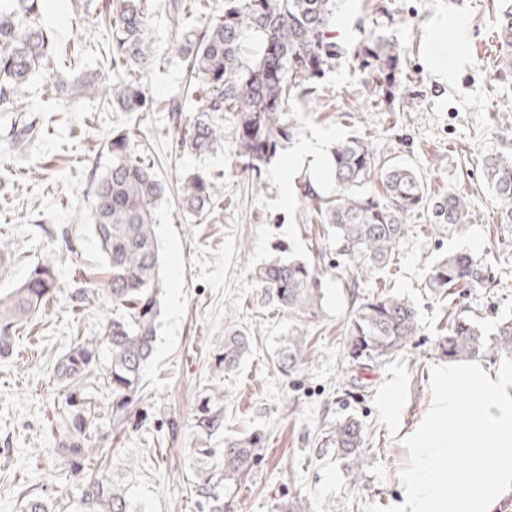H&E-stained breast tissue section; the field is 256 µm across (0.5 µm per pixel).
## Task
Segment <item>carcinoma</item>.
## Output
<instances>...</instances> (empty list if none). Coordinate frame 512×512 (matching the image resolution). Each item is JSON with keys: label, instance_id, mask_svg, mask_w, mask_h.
<instances>
[{"label": "carcinoma", "instance_id": "obj_1", "mask_svg": "<svg viewBox=\"0 0 512 512\" xmlns=\"http://www.w3.org/2000/svg\"><path fill=\"white\" fill-rule=\"evenodd\" d=\"M207 0H170L176 16L191 10L203 17L199 27L181 33L179 49L194 78L198 107L188 123L181 146L208 153L224 140L219 115L229 112L237 125V153L244 171L259 172L288 139L290 125L285 105L295 95L319 97V82L336 60L348 55L354 67L372 85V104L398 100L412 102L402 82L404 55L397 41L372 30L358 42L336 38L337 0H224V11L214 14ZM148 0H112V47L108 51L112 75L110 100L125 112L150 108L141 73L154 63L143 37ZM51 31L40 21L38 0H0V112H22L18 92L30 75L48 62ZM112 163L93 182V230L105 258L107 293L125 313L103 325L102 336L78 341L58 361V381L67 389L69 406L68 459L72 468L95 458L103 449L87 443L84 419L85 381L97 371L112 389V427L125 428L130 407L142 388L143 367L151 358L161 315L160 253L155 232V210L165 186L153 167L134 148L132 129L112 135L108 145ZM332 177L336 195H318L311 182L301 195L312 205L315 221L327 225L336 254L359 268L388 266L408 231L407 215L426 203L425 188L411 167L382 160L365 139L350 137L333 149ZM483 177L499 204L500 222L512 224V154L495 153L483 163ZM379 180L383 191L374 195L369 184ZM218 185L194 172L183 180L186 213L200 216L210 209ZM466 194L451 192L432 204L435 223L459 231L469 223ZM280 254L259 267L254 277L277 310L298 320L316 319L324 292L318 270L310 262ZM426 285L444 294L456 288H479L485 278L472 257L454 253L435 261L426 273ZM58 288L53 257L46 256L9 294L0 296V358L13 349L17 327L28 321ZM415 308L405 299L378 293L361 303L348 327L346 360L351 365L394 356L417 334ZM307 336L288 333L275 364L293 367L301 359ZM249 347L240 332L224 337L215 357L224 371L234 370ZM438 355L450 361L474 360L489 352L512 357V318L502 320L486 335L469 317L457 313L447 332L435 343ZM108 363L99 368L102 352ZM199 428L214 433L222 427L218 411L202 413ZM258 436L231 440L222 448H195L201 464L196 496L207 500L209 512H224V488L240 484L257 457ZM364 436L360 422L346 417L336 422L320 447L333 448L350 473L362 470ZM79 512H137L108 474H95L81 488ZM25 512H55V503L38 494L26 496Z\"/></svg>", "mask_w": 512, "mask_h": 512}]
</instances>
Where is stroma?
<instances>
[{"mask_svg": "<svg viewBox=\"0 0 512 512\" xmlns=\"http://www.w3.org/2000/svg\"><path fill=\"white\" fill-rule=\"evenodd\" d=\"M505 0H340L336 36L354 43L383 22L406 58L410 108H377L350 59L326 72L315 100L289 98L291 134L260 173L243 172L236 154L237 128L225 115L224 140L198 155L182 148L181 133L166 108L180 98L185 118L196 101L186 95V64L177 53V26L196 15L169 12V0H152L144 38L157 59L143 74L156 108L128 113L106 105L112 72L105 53L108 24L92 27L107 0H41L40 20L60 47L81 46L71 65L51 59L22 87V112H0V235L11 254L0 262V293L27 277L54 253L58 290L44 309L16 330L15 348L0 359V512H23L28 493L74 512L79 490L95 467L127 489L141 512H209L196 497L194 449L220 448L248 434L263 438L249 479L225 490L224 512H276L279 499L303 498L312 512H362L372 503L400 504L399 474L408 462L402 440L414 432L431 403L434 350L448 314L463 311L486 333L512 317V224L499 221V205L481 173L485 157L512 146V65L500 32ZM461 17L468 34L452 82L428 67L429 23ZM89 82L71 95L74 80ZM134 126L140 154L166 186L156 210L162 254V314L155 351L143 371L144 390L123 430L112 428V390L86 383L85 413L101 465L72 469L63 442L68 415L54 367L77 340L100 335L116 309L105 292L104 256L93 234L92 180L111 162L114 131ZM368 140L384 158L414 168L429 196L468 193L470 222L448 233L426 210L407 217L409 231L391 264L381 271L340 264L325 225L316 223L298 186L314 183L330 195L334 183L304 160L280 172L299 143L323 140L327 148L348 136ZM202 171L221 190L204 215L181 205L184 175ZM315 263L322 278L323 310L306 325L309 343L292 368L274 357L294 322L271 305L252 277L271 260L276 245ZM477 259L486 288H460L447 302L425 286L429 265L451 253ZM356 288H348L349 280ZM390 292L418 313V332L396 356L358 368L344 357V337L361 302ZM86 294L76 303V294ZM244 331L249 349L232 372L215 355L225 336ZM224 416L206 435L197 426L203 403ZM352 414L364 428L362 472L351 474L332 449L320 447L336 420Z\"/></svg>", "mask_w": 512, "mask_h": 512, "instance_id": "35a3bbf8", "label": "stroma"}]
</instances>
